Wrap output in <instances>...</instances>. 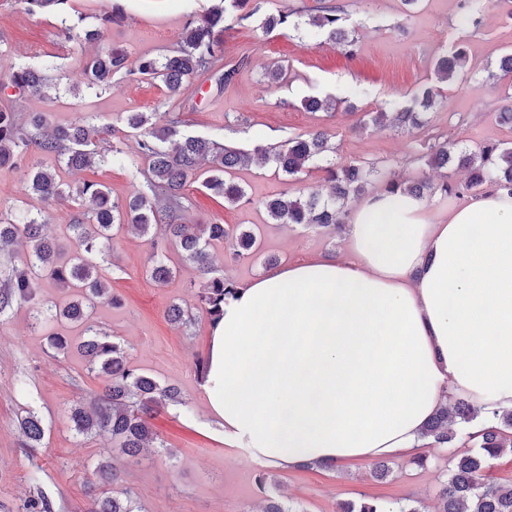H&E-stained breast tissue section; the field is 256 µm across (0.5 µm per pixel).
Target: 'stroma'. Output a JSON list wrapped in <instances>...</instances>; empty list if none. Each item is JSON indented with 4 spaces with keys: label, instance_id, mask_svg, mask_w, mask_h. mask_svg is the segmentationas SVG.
<instances>
[{
    "label": "stroma",
    "instance_id": "35a3bbf8",
    "mask_svg": "<svg viewBox=\"0 0 512 512\" xmlns=\"http://www.w3.org/2000/svg\"><path fill=\"white\" fill-rule=\"evenodd\" d=\"M259 11L244 24L224 30V60L238 65L231 84L217 89L210 74L195 77L188 90L171 94L159 81L115 76L109 89L87 87L84 59L111 44L123 46L130 60L158 56L176 47L185 24L220 0H121L126 19L101 25L99 18L110 0H71L73 24L95 29V42L62 33L53 12L27 13L18 0H0V68L39 69L54 62L62 75L56 87L27 95L29 112L46 113L50 125H65L76 117H92L96 124H112L129 112L183 110L188 132L244 148L275 144L291 135L326 129L341 163L356 161L370 170L367 194L382 191L387 180H463L457 170L429 166L423 158L428 143L453 141L467 147L497 143L512 146V126L498 114L512 81L499 78L500 57L512 50V0H487L479 24L465 21L461 0H420L405 10L402 0H335L345 11V26L356 40L354 54H346L328 38L311 40L302 32H264L262 22L280 10L296 11L306 21L322 0H256ZM467 51L466 80L439 81L434 65L457 45ZM282 66L281 86H269L267 69ZM441 91L443 99L426 113L422 127L400 131L374 125L369 115L407 103L408 94L422 87ZM346 99L348 108L309 112L302 100L310 95ZM121 146L129 166L95 164L79 171L57 168L63 184L100 183L122 200L145 181L133 163L138 159L134 137ZM237 179L248 203L231 206L223 198L193 185L190 223L213 221L254 232L262 254L231 260L225 244L211 253L217 268L244 285L273 267L308 259L349 258L347 233L332 234L314 226L274 223L262 200L283 191L327 195L323 170L310 168L290 179L272 166L240 170ZM26 169L0 168V208L42 213L46 235L60 258H67L73 242L67 230L76 212L73 204H48L26 192ZM151 249L144 238L122 233L114 242L110 265L102 272L116 294V306H98L94 320L124 341L130 360L160 383L180 388L182 400L169 403L152 423L163 445L143 452L139 464L128 467L123 486L140 500L145 512H262L267 497L300 504L304 512H337L339 503L376 497L390 508L408 499L436 512L438 490L456 457L470 451V438L485 418L455 425L456 438L448 447L420 448L423 465L411 457L391 456L386 479L372 474V461L345 462L330 468L269 467L254 462L241 448L224 439V430L209 415L198 388L192 362L210 352L211 326L198 314L194 326L171 324V304H194L190 284L197 274L176 251L169 263L174 280L160 285L144 272ZM103 390L101 377L86 374L77 352L53 356L40 333L34 332L24 306H13L0 318V512H22L24 500L43 491L52 512H88L93 463L107 440L86 439L70 429L71 406L89 401ZM51 422L53 431L40 447H24L19 420L26 410ZM110 450L122 460L119 449ZM38 483H31V473ZM266 486H259V473Z\"/></svg>",
    "mask_w": 512,
    "mask_h": 512
}]
</instances>
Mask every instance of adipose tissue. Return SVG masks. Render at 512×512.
<instances>
[{"label": "adipose tissue", "mask_w": 512, "mask_h": 512, "mask_svg": "<svg viewBox=\"0 0 512 512\" xmlns=\"http://www.w3.org/2000/svg\"><path fill=\"white\" fill-rule=\"evenodd\" d=\"M348 222L350 260L259 276L211 329L200 387L258 464L409 455L453 394L512 409V195L436 219L380 191Z\"/></svg>", "instance_id": "adipose-tissue-1"}]
</instances>
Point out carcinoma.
<instances>
[{
    "label": "carcinoma",
    "mask_w": 512,
    "mask_h": 512,
    "mask_svg": "<svg viewBox=\"0 0 512 512\" xmlns=\"http://www.w3.org/2000/svg\"><path fill=\"white\" fill-rule=\"evenodd\" d=\"M25 10L36 13L53 7L61 16V30L71 34L69 0H20ZM258 11L253 0H222V5L190 19L184 26L176 53L164 58L143 56L135 64H127L124 50L110 46L98 50L83 61L86 83L92 88L109 89L112 79L123 74L137 80H161L172 93L187 88V81L196 74H217V88L231 83L238 66L224 65L225 22L241 24ZM293 12L280 11L264 19L267 32L297 30ZM344 10L326 6L309 15V34L322 33L348 54L354 53L355 41L343 27ZM465 68V54L457 49L441 57L436 74L445 80L461 76ZM55 70L48 62L41 69L18 66L0 73V87H11L23 99L30 93H40L49 85V72ZM437 94L427 88L418 94L416 106L395 107L392 112H377L373 120L382 126L411 130L423 123L422 114L432 109ZM309 112H333L336 101L309 96L302 102ZM127 132L138 137L142 160L148 164V191L135 190L125 200H115L111 191L101 184L85 183L74 189L57 180L56 170L31 168L27 188L43 201L75 202L79 211L69 235L75 248L64 262L58 259L55 244L45 235V219L40 214L26 213L19 218L11 211L0 210V251L24 241L31 248L28 259L12 265L0 279V316L15 304L29 308L34 325L42 328L48 323L62 325L79 322L83 339L73 344L62 334L47 336L48 345L57 354L77 348L86 369L103 377L104 391L90 406L70 408L72 430L89 439L103 437L112 441L127 462L136 461L140 452L159 439L150 418L154 410L168 401L176 402L181 392L164 386L153 377L135 368L125 344L112 333L100 328L92 314L98 305H116L119 299L99 270L110 261L115 236L131 231L150 243L151 256L145 273L155 282L166 284L176 277L169 264L168 252L174 246L183 261L201 274L197 292V309L214 323L224 315V303L235 295L239 285L224 277V271L213 267L210 247L216 242L228 244L232 258L258 252L256 236L227 224H186L187 191L200 177L203 163H209L204 187L232 205L249 202L245 189L237 182L238 171L256 160L272 164L287 176L297 177L310 165L322 164L331 190L326 199L315 195L280 193L263 202L268 216L277 224H309L332 231L342 228V208L351 196L364 190L367 171L360 163L343 164L330 158L334 148L329 134L319 129L298 134L270 146L257 145L245 149L218 143L208 138L182 133L184 121L180 115L166 113L164 123L157 121L155 112H129L120 118ZM115 127L95 125L78 118L65 126L49 127L45 117L38 113L27 115L16 110L0 109V167H18L28 151L53 155L69 169L80 170L95 157L102 163L123 162V151L114 143ZM427 163L437 168L451 166L467 172L463 182L443 181L440 184L407 183L389 180L384 190L403 191L418 197L441 192L444 195L463 191L477 192L486 184L512 195V147L484 145L475 149L460 148L454 142H438L428 146ZM64 284L76 291L67 305L60 306L40 293L41 284ZM169 321L186 329L195 324L190 307L173 303L167 310ZM480 409L458 399L453 404H442L424 424L422 436L430 445L444 448L453 439V425L470 423ZM492 421L471 438L479 451L457 457L448 480L440 489L441 506L438 512H512V487L483 482V472L489 462L506 453H512V410L493 412ZM21 430L28 447L40 445L51 426L38 413L29 411L21 419ZM124 465L100 460L95 474L100 479V491L90 512H142V506L132 493L115 492L112 486L122 480ZM24 512H51L52 504L43 492L22 505ZM339 512H385V506L375 499L361 497L359 501L344 502Z\"/></svg>",
    "instance_id": "cac0c4a2"
}]
</instances>
